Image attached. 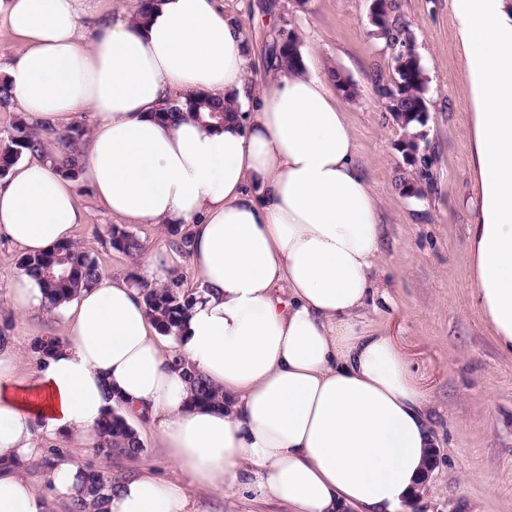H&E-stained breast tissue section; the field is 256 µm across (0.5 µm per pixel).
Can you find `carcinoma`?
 Wrapping results in <instances>:
<instances>
[{"label":"carcinoma","mask_w":512,"mask_h":512,"mask_svg":"<svg viewBox=\"0 0 512 512\" xmlns=\"http://www.w3.org/2000/svg\"><path fill=\"white\" fill-rule=\"evenodd\" d=\"M381 13L387 16L390 41L388 47L399 48L411 40L405 23L395 15L393 0H379ZM273 58L290 68L302 66V57L297 40H292L287 50L273 52ZM380 93H389L388 111L393 119L402 122L401 128L412 134L424 125L428 107V80L421 63L402 66L391 77L390 84L378 86ZM239 106L208 98L202 93L188 96L184 100L166 102L154 113L161 122H170L177 117L192 118L210 126H224V119L238 114ZM54 133L56 128H39L20 118L12 126L7 137L0 139V177H5L11 168L29 153L42 150L41 133ZM85 129L80 124L67 127L62 138L66 141V152L50 158L56 171L74 180L79 173L80 140ZM109 245L112 249L135 259L143 250V244L133 233L114 226L111 228ZM21 270L35 279L46 299V308L51 311L70 300L78 292L93 287L102 277V271L94 254L86 248L66 242L53 246L37 255H23L20 258ZM139 288L146 311L155 322L160 334L175 339L185 325L186 318L197 303L201 293L184 287L183 276H176L170 283L157 287L140 275L131 277ZM64 345L59 336H46L35 339L33 352L41 361ZM176 366L183 370L189 395L187 405L191 409L224 407V392L214 387L203 375L185 365L181 357L174 358ZM144 451L137 433L129 423L122 400H116L98 425V440L94 446L95 455L110 461L123 457L136 459ZM120 482L108 470H91L84 473L83 486L70 501L69 512H105L106 494Z\"/></svg>","instance_id":"cac0c4a2"}]
</instances>
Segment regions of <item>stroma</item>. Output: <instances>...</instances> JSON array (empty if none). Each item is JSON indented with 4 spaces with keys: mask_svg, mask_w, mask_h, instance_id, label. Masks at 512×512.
<instances>
[{
    "mask_svg": "<svg viewBox=\"0 0 512 512\" xmlns=\"http://www.w3.org/2000/svg\"><path fill=\"white\" fill-rule=\"evenodd\" d=\"M226 14L247 28L253 63H260L272 39L292 34L320 75L336 71L357 95L342 99L359 161L382 209L384 262L377 272L386 304L367 310L365 325L389 335L409 361L418 384L433 404V425L440 454L424 495L412 512H512V355L499 349L479 314L469 304L466 252L472 194L470 104L460 93L463 51L452 0H397L398 13L414 35L428 83L429 120L425 127L434 189L409 198L400 177H415L399 150L403 136L376 93L389 82L391 51L368 18L369 0H220ZM76 200L86 223L76 225L73 240L92 251L104 275L114 278L142 272L156 251L171 247L162 227L135 224L144 244L138 259L109 247L116 220L84 182ZM21 252L0 240V332L24 353L22 374L37 370L31 349L40 336H65L56 312L25 316L11 307L12 281L19 275ZM145 448L135 460L96 457L91 446L64 444L28 465L26 476L44 483L49 466L79 456L86 468H110L127 477L151 472L173 480L172 470L151 425L134 420ZM206 512H283L274 503L223 497L205 488L191 492Z\"/></svg>",
    "mask_w": 512,
    "mask_h": 512,
    "instance_id": "1",
    "label": "stroma"
}]
</instances>
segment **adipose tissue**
<instances>
[{
	"label": "adipose tissue",
	"mask_w": 512,
	"mask_h": 512,
	"mask_svg": "<svg viewBox=\"0 0 512 512\" xmlns=\"http://www.w3.org/2000/svg\"><path fill=\"white\" fill-rule=\"evenodd\" d=\"M472 108L470 304L512 354V6L452 0ZM89 24H82V17ZM25 44L7 81L33 124L91 113L81 177L128 224L190 226L202 296L162 342L136 287L101 278L61 305L66 344L35 376L0 347V512H50L80 463L34 484L44 443H88L115 399L150 421L179 480L122 481L105 512H194L203 487L286 512H408L436 446L431 402L391 339L361 316L378 293L380 204L328 81L251 69L217 0H157L146 22L86 0H0ZM239 103L215 129L154 118L196 92ZM86 220L74 184L31 154L0 182V237L28 254ZM224 391L187 409L173 354Z\"/></svg>",
	"instance_id": "obj_1"
}]
</instances>
